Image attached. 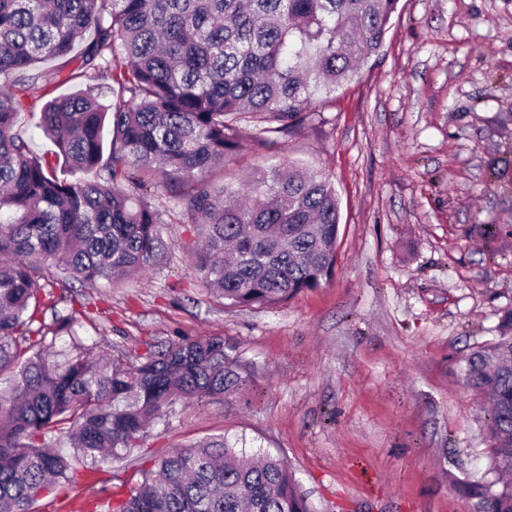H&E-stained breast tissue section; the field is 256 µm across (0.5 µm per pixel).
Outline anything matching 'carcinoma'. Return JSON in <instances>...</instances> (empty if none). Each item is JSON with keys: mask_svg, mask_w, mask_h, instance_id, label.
<instances>
[{"mask_svg": "<svg viewBox=\"0 0 512 512\" xmlns=\"http://www.w3.org/2000/svg\"><path fill=\"white\" fill-rule=\"evenodd\" d=\"M397 0H0V512H36L79 470L140 446L177 402L221 401L242 380L224 337L175 336L138 361L89 356L32 329L55 309L44 266L120 282L158 263L166 200L197 226L191 265L230 306L272 308L317 288L336 263L340 202L330 177L273 165L218 191L210 174L243 143L298 125L376 54ZM91 40L80 53L76 43ZM53 61L49 69L37 64ZM112 76V99L99 80ZM55 150L14 132L49 84ZM82 174L58 175V161ZM160 190L148 201L134 189ZM463 381L490 401L483 482L460 480L475 512H512V312L465 360ZM104 512H312L288 462L243 460L224 438L171 450Z\"/></svg>", "mask_w": 512, "mask_h": 512, "instance_id": "cac0c4a2", "label": "carcinoma"}]
</instances>
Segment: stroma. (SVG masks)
<instances>
[{"label": "stroma", "instance_id": "1", "mask_svg": "<svg viewBox=\"0 0 512 512\" xmlns=\"http://www.w3.org/2000/svg\"><path fill=\"white\" fill-rule=\"evenodd\" d=\"M340 198L332 277L272 309L230 307L197 282L193 229L170 207L165 258L113 284L67 280L95 351L131 363L174 336L223 337L239 390L175 404L128 457L81 472L37 512H98L148 460L226 437L280 453L314 512H472L456 480L484 481V404L463 359L512 310V0H398L380 51L216 186L285 161Z\"/></svg>", "mask_w": 512, "mask_h": 512}]
</instances>
